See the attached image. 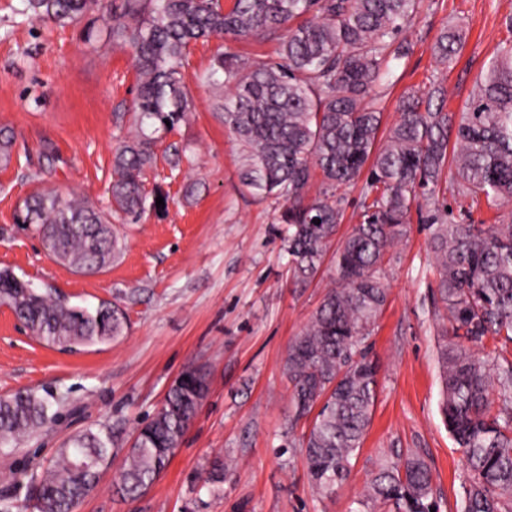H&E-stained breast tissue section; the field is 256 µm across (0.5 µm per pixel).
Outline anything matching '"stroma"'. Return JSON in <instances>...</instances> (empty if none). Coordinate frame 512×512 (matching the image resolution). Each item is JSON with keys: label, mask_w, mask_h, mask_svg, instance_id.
Returning <instances> with one entry per match:
<instances>
[{"label": "stroma", "mask_w": 512, "mask_h": 512, "mask_svg": "<svg viewBox=\"0 0 512 512\" xmlns=\"http://www.w3.org/2000/svg\"><path fill=\"white\" fill-rule=\"evenodd\" d=\"M21 6L0 0V130L14 138L10 163H0V268L72 305L111 302L127 326L111 343L61 351L0 306V396L32 389L61 408L38 436L0 447V512H33L27 481L74 435L108 427L119 450L129 448L188 367L205 375L208 391L166 471L130 500L114 491L122 465L114 459L77 512H358L380 462L410 451L432 470L439 512H458L468 472L440 412L428 211L411 212L384 267L389 295L371 337L380 365L371 423L348 479L320 497L299 449L308 424L291 422L285 364L334 270L294 286L282 205L241 179L237 143L216 107L224 89L205 82L224 40L192 48L183 77L194 108L156 142L145 190L162 188L166 210L146 211L135 224L112 216L121 255L84 275L51 260L15 215L42 189L109 209L113 149L131 126L137 91L133 52L113 44L109 17L91 13L86 34L23 16ZM450 27L463 41L445 68L433 47ZM400 39L408 52L391 61L393 85L379 104L386 129L399 119L405 90L422 93L436 80L448 88L449 112L464 111L480 73L512 41V0H423ZM176 150L183 162L174 170ZM217 460L231 467L212 484Z\"/></svg>", "instance_id": "stroma-1"}]
</instances>
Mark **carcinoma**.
Returning a JSON list of instances; mask_svg holds the SVG:
<instances>
[{
	"instance_id": "obj_1",
	"label": "carcinoma",
	"mask_w": 512,
	"mask_h": 512,
	"mask_svg": "<svg viewBox=\"0 0 512 512\" xmlns=\"http://www.w3.org/2000/svg\"><path fill=\"white\" fill-rule=\"evenodd\" d=\"M23 2L19 13L61 27L80 23L94 8L108 12V0ZM420 7L421 0H124L122 11L112 14V41L135 54L136 133L114 149L110 207L132 220L148 209L165 210L156 198L166 202L167 195L159 189L147 195L144 179L154 162V134L192 111L182 75L192 45L214 36L278 42L276 60L249 62L225 48L207 81L224 84L218 109L240 146L244 183L283 203L293 282L314 280L332 254L335 286L286 360L293 421L311 419L301 444L309 479L329 497L351 473L378 385L369 339L387 303L384 265L407 232L412 208L424 200L434 206L440 409L469 467L460 512H512V222H455L439 203L448 191L490 207L512 202V43L490 59L459 120L445 111L448 89L435 81L425 96L410 91L402 97L400 119L382 136L377 88L390 58L400 55L398 34ZM461 42L455 28L441 33L434 44L439 63L451 66ZM450 154L456 173L448 181ZM317 173L325 189L313 197ZM363 175V222L331 253L344 216L336 190ZM16 221L35 225L49 257L79 273H99L119 253L102 212L55 192L36 191ZM0 306L62 351L108 343L127 324L116 305L71 306L7 268L0 269ZM488 340L494 349L484 355L463 345ZM197 377L195 386L170 388L138 428L116 481L124 496H142L167 468L206 395L205 377ZM59 416L30 390L1 397L0 447L32 438ZM114 457L108 430L71 437L30 482L35 512H75ZM363 506L438 508L429 465L412 451L381 466Z\"/></svg>"
}]
</instances>
